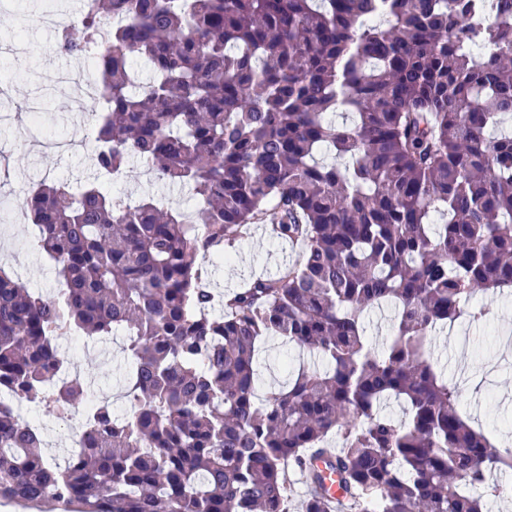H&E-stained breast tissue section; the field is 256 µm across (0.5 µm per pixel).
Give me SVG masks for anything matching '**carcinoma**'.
I'll list each match as a JSON object with an SVG mask.
<instances>
[{
	"instance_id": "cac0c4a2",
	"label": "carcinoma",
	"mask_w": 512,
	"mask_h": 512,
	"mask_svg": "<svg viewBox=\"0 0 512 512\" xmlns=\"http://www.w3.org/2000/svg\"><path fill=\"white\" fill-rule=\"evenodd\" d=\"M96 63L95 167L135 155L188 188L194 220L103 184L40 182L22 201L61 299L0 268V390L67 420L87 405L57 340L125 333L128 416L109 404L51 464L0 402V500L61 512H486L476 492L512 449L474 428L459 385L426 356L439 327L493 314L512 294V0H85L58 28ZM149 82L133 89L131 64ZM354 116L350 125L328 120ZM326 148L334 162L320 164ZM256 223L301 246L273 274L215 295L197 257ZM483 292L491 301L470 305ZM396 308L379 353L365 314ZM268 336L316 356L257 394ZM401 400L406 419L383 411ZM333 434L340 444L331 450ZM347 503L330 500L316 462Z\"/></svg>"
}]
</instances>
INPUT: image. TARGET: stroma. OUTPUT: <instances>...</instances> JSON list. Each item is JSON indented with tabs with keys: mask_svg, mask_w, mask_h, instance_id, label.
<instances>
[{
	"mask_svg": "<svg viewBox=\"0 0 512 512\" xmlns=\"http://www.w3.org/2000/svg\"><path fill=\"white\" fill-rule=\"evenodd\" d=\"M61 0H0V43L21 41L24 53L0 56V149L9 153L10 178L0 187V264L44 295L56 296L60 284L54 265L37 248L25 218H13L23 192L41 179L64 181L77 187L96 179L90 156L94 143L87 130L89 112L72 109L69 87L56 83L55 74L70 66L57 50L55 30L41 23L43 13L60 9ZM38 103L39 117L15 116L17 102ZM31 125L32 135L19 141L18 130ZM119 198L153 197L161 205L191 210L195 204L187 189L157 181L138 163H130L124 177L107 183ZM233 259H206L216 298L240 287L250 274L275 270L295 257L291 243L270 239L264 226H253L237 242ZM495 314L482 326L459 322L452 330L430 339L434 363L450 380L459 382L461 404L484 428L496 429L498 440H512V295L499 298ZM59 348L69 363L70 375L80 377L91 394H118L125 384L128 364L120 345L104 349L100 340L62 337ZM309 356L285 345L282 338L266 339L260 359L261 391L284 381L286 363L306 364Z\"/></svg>",
	"mask_w": 512,
	"mask_h": 512,
	"instance_id": "obj_1",
	"label": "stroma"
}]
</instances>
